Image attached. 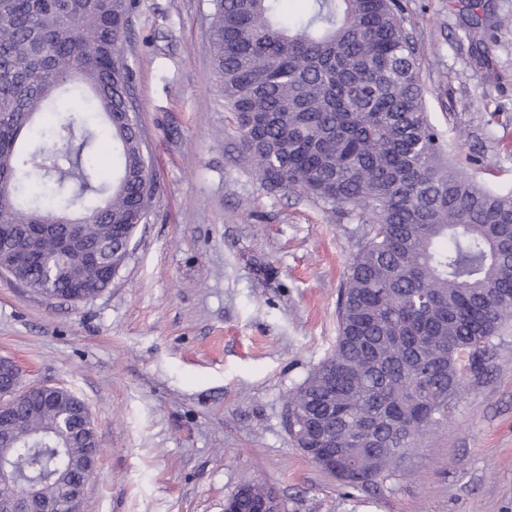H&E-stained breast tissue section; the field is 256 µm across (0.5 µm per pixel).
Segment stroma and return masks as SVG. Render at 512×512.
<instances>
[{"label": "stroma", "mask_w": 512, "mask_h": 512, "mask_svg": "<svg viewBox=\"0 0 512 512\" xmlns=\"http://www.w3.org/2000/svg\"><path fill=\"white\" fill-rule=\"evenodd\" d=\"M429 119L471 174L512 188V0H403ZM210 0H136L124 44L158 185L125 266L94 300L0 273V358L24 386L73 391L103 448L81 512H222L246 482L285 512H512V326L448 423L396 478L345 494L288 436V395L332 350L367 227L242 159L218 92Z\"/></svg>", "instance_id": "1"}]
</instances>
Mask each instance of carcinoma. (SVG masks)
Masks as SVG:
<instances>
[{"label":"carcinoma","mask_w":512,"mask_h":512,"mask_svg":"<svg viewBox=\"0 0 512 512\" xmlns=\"http://www.w3.org/2000/svg\"><path fill=\"white\" fill-rule=\"evenodd\" d=\"M210 56L249 162L271 190L300 189L359 212L367 241L337 305L332 353L288 396V433L339 448L341 484L397 476L401 459L448 422L465 376L512 322V191L475 182L453 162L426 112L420 48L399 0H308L290 25L280 0H211ZM134 0H0V216L52 270L11 276L77 303L110 285L75 254L60 259L65 222L83 220L80 250L110 247L121 268L158 193L123 44ZM118 148L117 174L99 146ZM36 392L0 421L14 440L7 464L47 501L90 483L95 428L63 426L88 413L63 389ZM272 490L248 483L238 512Z\"/></svg>","instance_id":"1"}]
</instances>
